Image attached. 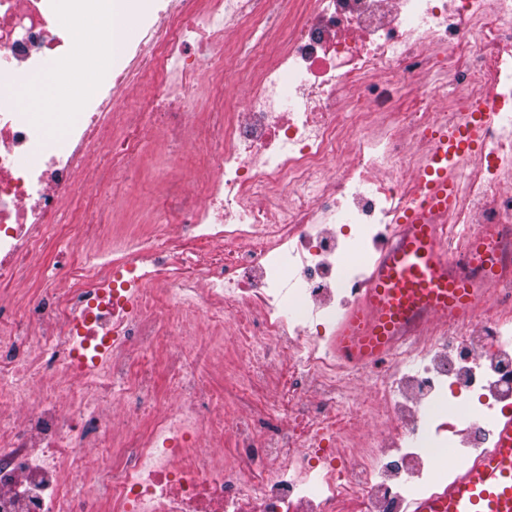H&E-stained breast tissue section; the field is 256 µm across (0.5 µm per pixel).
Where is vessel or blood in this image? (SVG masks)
<instances>
[{"instance_id": "b4317fda", "label": "vessel or blood", "mask_w": 512, "mask_h": 512, "mask_svg": "<svg viewBox=\"0 0 512 512\" xmlns=\"http://www.w3.org/2000/svg\"><path fill=\"white\" fill-rule=\"evenodd\" d=\"M475 128L458 129L434 147L423 178L429 211L446 209L455 184L449 153L476 152ZM473 289L448 282V251L431 224L412 220L396 244L385 248L362 302L348 314L336 338V354L347 361L381 357L394 329L418 332L429 319L473 312ZM411 512H512V418L500 425L497 448L440 493L416 500Z\"/></svg>"}]
</instances>
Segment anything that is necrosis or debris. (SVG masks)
<instances>
[{"mask_svg": "<svg viewBox=\"0 0 512 512\" xmlns=\"http://www.w3.org/2000/svg\"><path fill=\"white\" fill-rule=\"evenodd\" d=\"M90 2L0 0V512H401L496 448L512 0H181L138 16L85 81L59 20ZM36 76L75 110L25 107ZM228 85L244 90L231 110ZM474 112L479 153L449 157L455 195L428 221L447 247L481 244L462 272L486 298L396 342L386 371L342 363L372 245L400 238L434 143ZM148 138L203 163L154 192L166 223L109 236ZM61 236L68 261L31 285ZM158 363L163 392L145 378Z\"/></svg>", "mask_w": 512, "mask_h": 512, "instance_id": "obj_1", "label": "necrosis or debris"}]
</instances>
